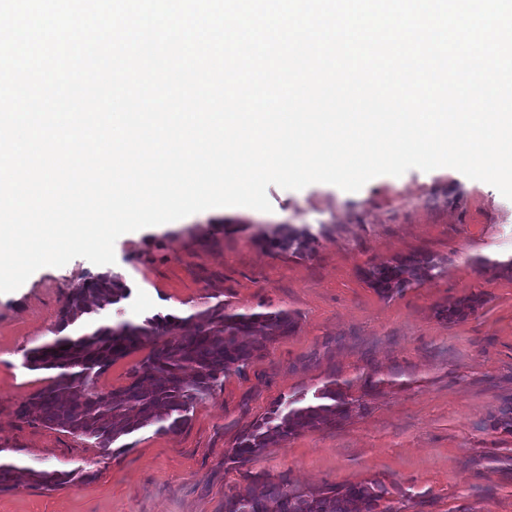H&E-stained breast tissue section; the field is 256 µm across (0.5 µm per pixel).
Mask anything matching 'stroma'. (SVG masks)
Listing matches in <instances>:
<instances>
[{"mask_svg": "<svg viewBox=\"0 0 512 512\" xmlns=\"http://www.w3.org/2000/svg\"><path fill=\"white\" fill-rule=\"evenodd\" d=\"M272 212L191 215L117 240L103 268L76 258L44 267L0 295V448L35 469L82 466L94 480L46 491L0 493V512H219L245 489L224 468L236 437L272 404L330 380L358 400L335 427L302 431L248 470L308 488L375 481L400 512H512V435L491 427L512 400V200L441 167L377 177L359 191L326 185L267 189ZM280 224L307 230L313 251L273 247ZM423 252L440 276L386 300L362 272ZM492 260L479 269L477 258ZM109 271L130 296L113 319L138 322L162 309L186 316L220 300L300 316L297 331L230 373L197 403L178 433L146 429L109 458L70 434L18 421L15 408L45 384L25 349L51 337L70 291ZM485 302L448 323L438 306Z\"/></svg>", "mask_w": 512, "mask_h": 512, "instance_id": "1", "label": "stroma"}]
</instances>
